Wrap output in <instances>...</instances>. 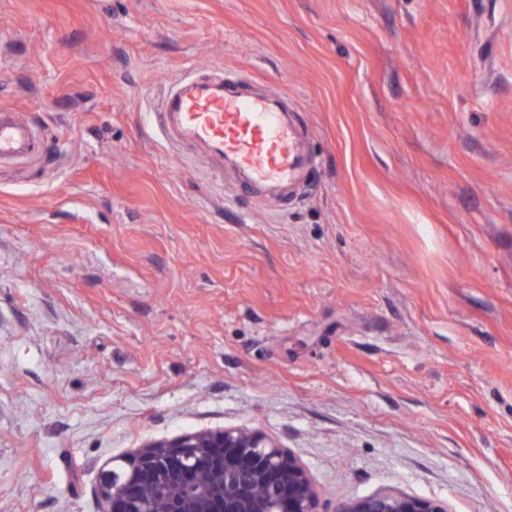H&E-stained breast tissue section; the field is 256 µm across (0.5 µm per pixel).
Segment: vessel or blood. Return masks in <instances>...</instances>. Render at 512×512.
<instances>
[{
	"mask_svg": "<svg viewBox=\"0 0 512 512\" xmlns=\"http://www.w3.org/2000/svg\"><path fill=\"white\" fill-rule=\"evenodd\" d=\"M237 75H206L173 87L166 110L179 128L241 172L247 182L271 192L300 184L313 160L289 113L261 95L245 96ZM31 127L15 113H0V160L27 155Z\"/></svg>",
	"mask_w": 512,
	"mask_h": 512,
	"instance_id": "b4317fda",
	"label": "vessel or blood"
}]
</instances>
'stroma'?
Masks as SVG:
<instances>
[{
	"label": "stroma",
	"mask_w": 512,
	"mask_h": 512,
	"mask_svg": "<svg viewBox=\"0 0 512 512\" xmlns=\"http://www.w3.org/2000/svg\"><path fill=\"white\" fill-rule=\"evenodd\" d=\"M224 70L311 132L285 206L158 122ZM0 108V512L240 427L318 512H512V0H0ZM31 127L14 112L0 113V161L27 155L34 139ZM333 512H446L437 500L406 494H377L341 502Z\"/></svg>",
	"instance_id": "35a3bbf8"
}]
</instances>
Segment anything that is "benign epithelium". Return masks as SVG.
Listing matches in <instances>:
<instances>
[{
	"label": "benign epithelium",
	"mask_w": 512,
	"mask_h": 512,
	"mask_svg": "<svg viewBox=\"0 0 512 512\" xmlns=\"http://www.w3.org/2000/svg\"><path fill=\"white\" fill-rule=\"evenodd\" d=\"M103 512H317L299 460L244 428L146 444L102 472ZM334 512H447L434 499L377 494Z\"/></svg>",
	"instance_id": "obj_1"
}]
</instances>
